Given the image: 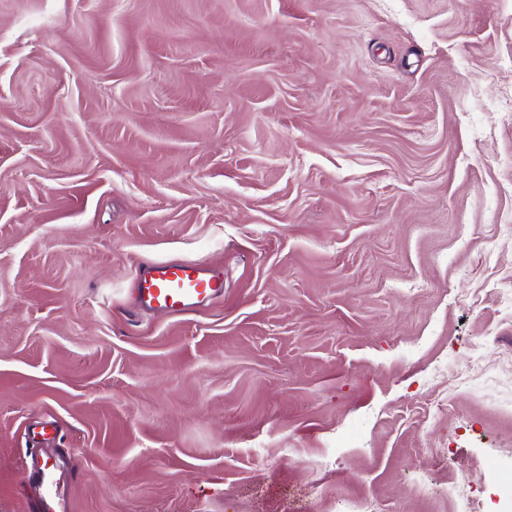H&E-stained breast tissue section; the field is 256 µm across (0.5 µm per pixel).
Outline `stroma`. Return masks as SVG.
I'll list each match as a JSON object with an SVG mask.
<instances>
[{"mask_svg":"<svg viewBox=\"0 0 512 512\" xmlns=\"http://www.w3.org/2000/svg\"><path fill=\"white\" fill-rule=\"evenodd\" d=\"M509 82L512 0H0V512L44 423L71 512H512ZM137 309L188 314L208 306L224 295V276L214 274L204 263L153 261L136 281Z\"/></svg>","mask_w":512,"mask_h":512,"instance_id":"stroma-1","label":"stroma"}]
</instances>
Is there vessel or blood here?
<instances>
[{"mask_svg": "<svg viewBox=\"0 0 512 512\" xmlns=\"http://www.w3.org/2000/svg\"><path fill=\"white\" fill-rule=\"evenodd\" d=\"M135 294L138 311L188 314L223 296L224 277L199 262L153 261L138 275ZM67 471L64 453L46 455L35 448L27 454L24 474L37 512H68V504L59 495L60 481Z\"/></svg>", "mask_w": 512, "mask_h": 512, "instance_id": "b4317fda", "label": "vessel or blood"}]
</instances>
